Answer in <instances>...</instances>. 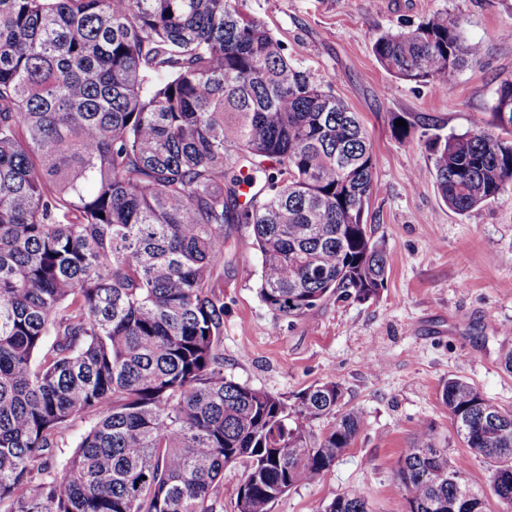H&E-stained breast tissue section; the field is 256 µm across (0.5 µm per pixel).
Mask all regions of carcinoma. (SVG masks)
<instances>
[{"label":"carcinoma","mask_w":512,"mask_h":512,"mask_svg":"<svg viewBox=\"0 0 512 512\" xmlns=\"http://www.w3.org/2000/svg\"><path fill=\"white\" fill-rule=\"evenodd\" d=\"M241 2L0 0V512H217L236 465L237 512H272L353 447L361 415L340 384L290 401L224 376V225L250 228L259 296L282 318L368 302L387 276L357 114ZM462 24L438 14L372 52L446 88L482 52ZM505 98L512 78L489 128L428 126L458 215L512 188ZM442 398L512 512V411L457 376ZM464 467L420 423L398 467L407 512H483ZM323 512L367 501L351 490Z\"/></svg>","instance_id":"carcinoma-1"}]
</instances>
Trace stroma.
<instances>
[{
	"mask_svg": "<svg viewBox=\"0 0 512 512\" xmlns=\"http://www.w3.org/2000/svg\"><path fill=\"white\" fill-rule=\"evenodd\" d=\"M295 65L308 70L359 115L376 160L365 223L385 243L388 272L366 303L328 297L297 319L263 304L262 258L246 225L224 243V374L283 397L328 379L362 416L354 445L314 483L291 489L273 512H319L336 495L364 491L369 512H406L396 470L419 422L431 424L483 512H503L490 466L454 431L441 387L451 376L512 409V189L466 216L448 210L431 175L424 123L462 134L490 121L495 92L512 77V0H243ZM459 14L467 41L482 45L447 90L398 79L376 61L374 40L439 13ZM412 124L399 139L393 117ZM383 360L374 372L368 354Z\"/></svg>",
	"mask_w": 512,
	"mask_h": 512,
	"instance_id": "obj_1",
	"label": "stroma"
}]
</instances>
